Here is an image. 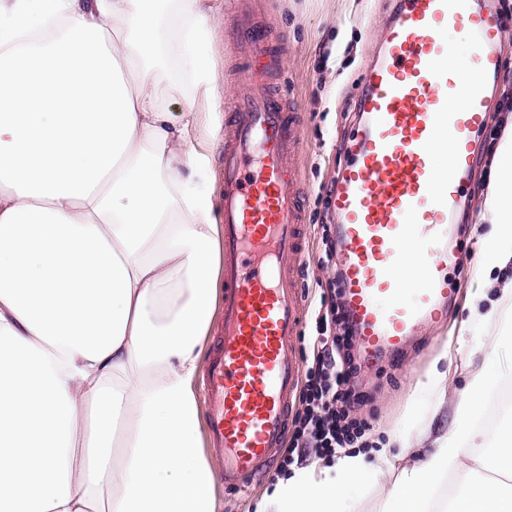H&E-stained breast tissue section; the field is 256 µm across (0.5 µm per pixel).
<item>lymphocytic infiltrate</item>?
<instances>
[{"label":"lymphocytic infiltrate","instance_id":"f902f5d3","mask_svg":"<svg viewBox=\"0 0 512 512\" xmlns=\"http://www.w3.org/2000/svg\"><path fill=\"white\" fill-rule=\"evenodd\" d=\"M341 322L340 311L332 304L316 318L313 343L319 356L305 372L298 397L301 409L282 466L293 463L297 448H312L332 459L337 450L363 445L367 425L351 415L356 399L353 379L357 374L348 355L353 335L341 329Z\"/></svg>","mask_w":512,"mask_h":512}]
</instances>
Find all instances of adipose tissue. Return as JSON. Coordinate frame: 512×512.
Masks as SVG:
<instances>
[{
    "label": "adipose tissue",
    "mask_w": 512,
    "mask_h": 512,
    "mask_svg": "<svg viewBox=\"0 0 512 512\" xmlns=\"http://www.w3.org/2000/svg\"><path fill=\"white\" fill-rule=\"evenodd\" d=\"M215 14L213 0H0V512L217 510L194 391L223 232L194 136L198 98L224 94ZM163 46L188 66L176 112L158 95ZM500 123L477 216L487 272L512 263V109ZM470 317L500 333L450 426L384 469L343 450L278 478L255 512H348L347 488L388 478L379 512H512V426L478 425L512 375V281Z\"/></svg>",
    "instance_id": "obj_1"
}]
</instances>
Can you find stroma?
Returning a JSON list of instances; mask_svg holds the SVG:
<instances>
[{"mask_svg": "<svg viewBox=\"0 0 512 512\" xmlns=\"http://www.w3.org/2000/svg\"><path fill=\"white\" fill-rule=\"evenodd\" d=\"M393 0H214L216 27L209 51L224 96L217 104L198 102L201 112H226L242 90L240 66L263 70L265 78L297 114L295 135L300 152L295 159L296 186L306 226L305 258L295 270L294 286L305 301V318L296 343L301 358L312 359L314 318L330 283L341 269L340 258L324 262L322 234L335 230L336 216L329 189L348 158V142L358 122L355 102L362 91L367 65L378 56ZM250 5L260 24L282 35L288 49L277 68H264L234 24L243 5ZM497 117H490L474 137V163L464 197L448 219L447 273L457 282V294L439 308L436 319L419 330L398 351L388 352L372 365H360L357 383L364 399L353 411L365 420L370 448L367 465L382 464L400 440L415 439L431 419V399L417 395V380L433 376L440 358L448 360V375L439 382L444 416L467 384L468 373L455 352L461 321L472 298L482 290L484 277L477 261L472 220L481 208L489 179L488 160L500 137ZM279 458L244 491L218 486V512H253L264 492L281 477Z\"/></svg>", "mask_w": 512, "mask_h": 512, "instance_id": "stroma-1", "label": "stroma"}]
</instances>
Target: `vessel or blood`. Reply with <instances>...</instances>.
Instances as JSON below:
<instances>
[{
  "instance_id": "b4317fda",
  "label": "vessel or blood",
  "mask_w": 512,
  "mask_h": 512,
  "mask_svg": "<svg viewBox=\"0 0 512 512\" xmlns=\"http://www.w3.org/2000/svg\"><path fill=\"white\" fill-rule=\"evenodd\" d=\"M253 55L276 62L282 37L249 13L238 18ZM464 30L476 50L444 66L448 33ZM498 19L488 0H395L380 60L363 76V120L352 158L331 192L344 265L342 296L367 360L398 348L456 292L443 275L444 230L472 163V137L492 106L499 68ZM224 141V315L203 372L210 453L226 486L245 490L282 448L286 411L302 363L295 339L304 318L287 264L304 256L294 180L296 116L251 70ZM458 101L449 109V101ZM450 152L451 166L439 162ZM420 238L424 280L406 294L399 252Z\"/></svg>"
}]
</instances>
